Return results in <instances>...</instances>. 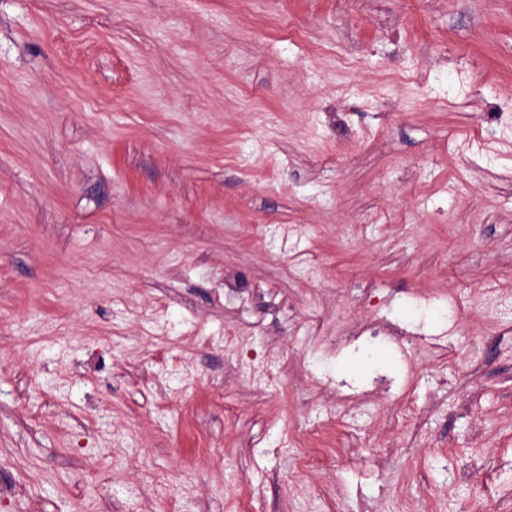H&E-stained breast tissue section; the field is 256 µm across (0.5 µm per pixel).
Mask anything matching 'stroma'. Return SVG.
Returning <instances> with one entry per match:
<instances>
[{
    "label": "stroma",
    "mask_w": 512,
    "mask_h": 512,
    "mask_svg": "<svg viewBox=\"0 0 512 512\" xmlns=\"http://www.w3.org/2000/svg\"><path fill=\"white\" fill-rule=\"evenodd\" d=\"M495 112L512 0H0V512H512Z\"/></svg>",
    "instance_id": "35a3bbf8"
}]
</instances>
